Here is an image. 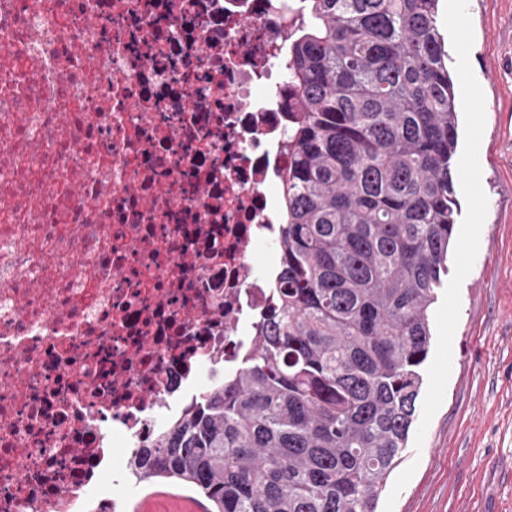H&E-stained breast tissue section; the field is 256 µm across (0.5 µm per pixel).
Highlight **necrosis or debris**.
Listing matches in <instances>:
<instances>
[{
	"label": "necrosis or debris",
	"instance_id": "obj_1",
	"mask_svg": "<svg viewBox=\"0 0 512 512\" xmlns=\"http://www.w3.org/2000/svg\"><path fill=\"white\" fill-rule=\"evenodd\" d=\"M285 0H0V512H118L115 454L272 303Z\"/></svg>",
	"mask_w": 512,
	"mask_h": 512
}]
</instances>
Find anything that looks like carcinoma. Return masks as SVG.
Here are the masks:
<instances>
[{
    "label": "carcinoma",
    "mask_w": 512,
    "mask_h": 512,
    "mask_svg": "<svg viewBox=\"0 0 512 512\" xmlns=\"http://www.w3.org/2000/svg\"><path fill=\"white\" fill-rule=\"evenodd\" d=\"M276 307L129 461L211 512H376L407 448L454 238L439 0H291Z\"/></svg>",
    "instance_id": "obj_1"
}]
</instances>
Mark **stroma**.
Segmentation results:
<instances>
[{"label": "stroma", "instance_id": "35a3bbf8", "mask_svg": "<svg viewBox=\"0 0 512 512\" xmlns=\"http://www.w3.org/2000/svg\"><path fill=\"white\" fill-rule=\"evenodd\" d=\"M439 6L460 210L414 431L378 512H512V0Z\"/></svg>", "mask_w": 512, "mask_h": 512}]
</instances>
